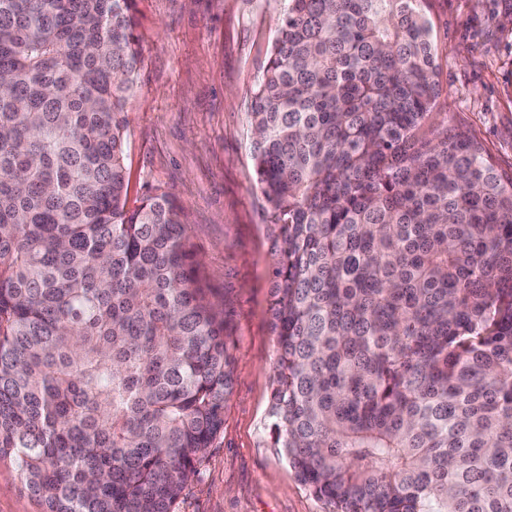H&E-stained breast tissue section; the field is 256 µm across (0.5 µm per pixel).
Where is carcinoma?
Returning a JSON list of instances; mask_svg holds the SVG:
<instances>
[{"label":"carcinoma","mask_w":512,"mask_h":512,"mask_svg":"<svg viewBox=\"0 0 512 512\" xmlns=\"http://www.w3.org/2000/svg\"><path fill=\"white\" fill-rule=\"evenodd\" d=\"M135 0H0V458L42 512H174L224 429V312L126 208ZM252 92L270 433L333 512H512V170L440 95L425 0H285Z\"/></svg>","instance_id":"obj_1"}]
</instances>
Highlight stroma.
<instances>
[{
    "label": "stroma",
    "instance_id": "obj_1",
    "mask_svg": "<svg viewBox=\"0 0 512 512\" xmlns=\"http://www.w3.org/2000/svg\"><path fill=\"white\" fill-rule=\"evenodd\" d=\"M284 0H136L142 64L126 110L128 208L167 192L224 311L233 386L224 429L175 512H331L270 434L276 338L273 226L251 158V92ZM442 94L437 122L512 168V0H426ZM0 461V512H40Z\"/></svg>",
    "mask_w": 512,
    "mask_h": 512
}]
</instances>
